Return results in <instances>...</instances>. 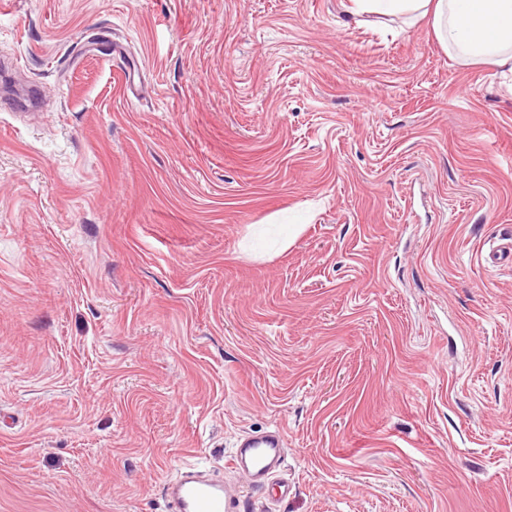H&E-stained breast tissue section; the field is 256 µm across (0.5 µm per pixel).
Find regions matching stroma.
<instances>
[{"label": "stroma", "instance_id": "35a3bbf8", "mask_svg": "<svg viewBox=\"0 0 512 512\" xmlns=\"http://www.w3.org/2000/svg\"><path fill=\"white\" fill-rule=\"evenodd\" d=\"M342 2L0 0V512H512V74ZM284 449L279 429L248 436L235 449L232 467L244 473L253 488L265 489L281 464ZM189 466L166 486L173 512H246L240 497L231 493L222 480L202 474Z\"/></svg>", "mask_w": 512, "mask_h": 512}]
</instances>
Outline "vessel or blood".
Segmentation results:
<instances>
[{
    "mask_svg": "<svg viewBox=\"0 0 512 512\" xmlns=\"http://www.w3.org/2000/svg\"><path fill=\"white\" fill-rule=\"evenodd\" d=\"M283 453L282 432L266 431L244 438L234 451L232 466L260 490L268 487ZM166 494L172 512H247L244 501L232 494L223 481L207 477L194 466L170 481Z\"/></svg>",
    "mask_w": 512,
    "mask_h": 512,
    "instance_id": "b4317fda",
    "label": "vessel or blood"
}]
</instances>
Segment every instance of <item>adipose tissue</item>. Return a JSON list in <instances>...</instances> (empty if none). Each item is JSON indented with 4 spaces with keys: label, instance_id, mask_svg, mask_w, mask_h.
Listing matches in <instances>:
<instances>
[{
    "label": "adipose tissue",
    "instance_id": "ef3b65f1",
    "mask_svg": "<svg viewBox=\"0 0 512 512\" xmlns=\"http://www.w3.org/2000/svg\"><path fill=\"white\" fill-rule=\"evenodd\" d=\"M361 19L431 17L436 38L465 62H489L512 74V0H350Z\"/></svg>",
    "mask_w": 512,
    "mask_h": 512
}]
</instances>
